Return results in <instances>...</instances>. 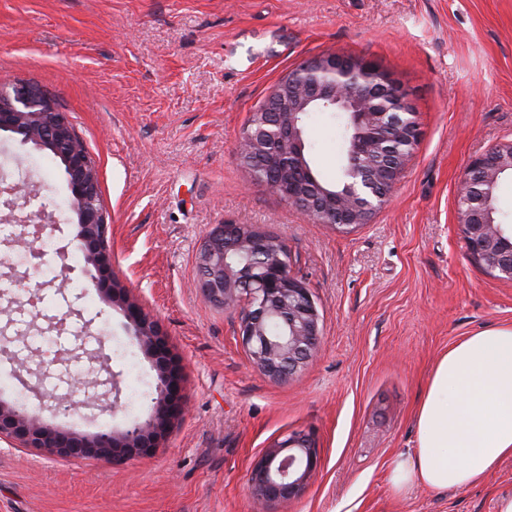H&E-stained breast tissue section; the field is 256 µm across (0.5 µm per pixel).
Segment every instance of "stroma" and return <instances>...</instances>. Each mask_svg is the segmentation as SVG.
<instances>
[{
  "mask_svg": "<svg viewBox=\"0 0 512 512\" xmlns=\"http://www.w3.org/2000/svg\"><path fill=\"white\" fill-rule=\"evenodd\" d=\"M344 52L380 64L415 108L419 143L388 203L343 233L250 177L237 157L247 120L303 60ZM0 81L48 93L93 158L112 274L157 320L184 380L183 412L157 448L119 461L60 457L0 436V512H255L250 471L275 439L314 430L320 465L298 498L266 512H496L512 459L471 487L397 490L394 463L417 435L430 374L459 337L512 325V280L475 258L456 222L472 158L512 139V0H0ZM314 167L343 162L336 123L313 115ZM0 137L62 255L35 265L0 238V377L36 414L90 435L151 414L159 383L120 307L72 260L76 226L62 168ZM218 224L283 239L322 320L295 376L256 370L238 339L246 302L207 299L199 255ZM47 306L32 312L31 294ZM92 348H84V336ZM83 378L97 398L76 420L43 396Z\"/></svg>",
  "mask_w": 512,
  "mask_h": 512,
  "instance_id": "35a3bbf8",
  "label": "stroma"
}]
</instances>
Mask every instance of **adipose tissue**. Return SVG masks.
<instances>
[{"instance_id":"1","label":"adipose tissue","mask_w":512,"mask_h":512,"mask_svg":"<svg viewBox=\"0 0 512 512\" xmlns=\"http://www.w3.org/2000/svg\"><path fill=\"white\" fill-rule=\"evenodd\" d=\"M417 440L395 488L451 491L512 458V326L462 337L437 362L416 416Z\"/></svg>"}]
</instances>
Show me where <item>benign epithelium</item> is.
I'll use <instances>...</instances> for the list:
<instances>
[{
	"mask_svg": "<svg viewBox=\"0 0 512 512\" xmlns=\"http://www.w3.org/2000/svg\"><path fill=\"white\" fill-rule=\"evenodd\" d=\"M316 106L344 114L352 130L341 168V194L322 186L306 161L301 116ZM2 134L62 158L77 224L74 247L94 270L93 286L105 301L124 310L134 327V339L153 356L160 384L152 416L119 434L77 435L16 403L1 401L0 435L60 456L116 460L132 452L147 453L182 413L183 377L159 324L112 277L97 168L65 113L30 83L18 81L6 93L0 89ZM419 137L416 113L376 64L327 53L309 58L293 78L272 90L268 102L247 124L238 152L253 178L279 198L318 224L350 231L368 223L387 201ZM506 175L512 176V139L491 146L467 167L457 199V223L470 252L490 271L512 279V226L498 222L495 206L496 190ZM271 243L288 252L281 238L248 224L216 225L200 256L201 289L226 306L247 300L249 308L238 331L240 343L260 373L279 380L295 375L313 357L321 316L310 288L293 275L287 261L269 250ZM244 247L254 261L235 271L226 259ZM318 464L313 434L293 432L270 444L253 463V493L261 503L295 498Z\"/></svg>",
	"mask_w": 512,
	"mask_h": 512,
	"instance_id": "7a95c632",
	"label": "benign epithelium"
}]
</instances>
